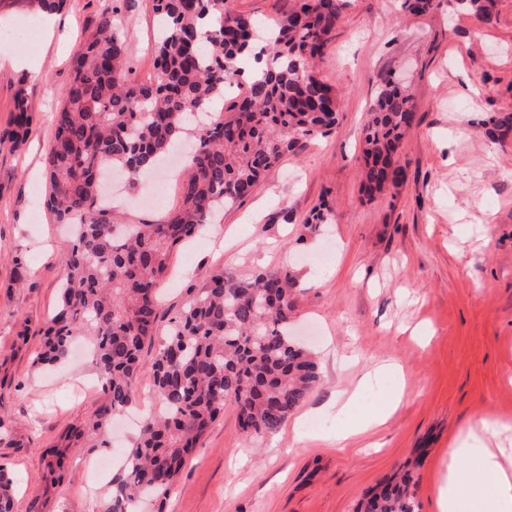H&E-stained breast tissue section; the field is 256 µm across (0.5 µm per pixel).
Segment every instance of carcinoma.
Wrapping results in <instances>:
<instances>
[{
	"mask_svg": "<svg viewBox=\"0 0 512 512\" xmlns=\"http://www.w3.org/2000/svg\"><path fill=\"white\" fill-rule=\"evenodd\" d=\"M480 23L493 24V0H460ZM348 0H295L291 11L265 27L257 47L251 20L224 9V0H152L163 29L154 51L155 78L132 77L130 51L118 8L98 19L55 117L46 167L45 205L60 224L74 228L71 256L57 309L44 329L34 363L50 366L85 336L104 394L89 431L105 437L112 420L138 394L141 352L153 343L158 287L173 249L210 223L214 205L232 209L253 192L263 173L302 140L336 127L339 92L316 72ZM264 62L246 75L243 64ZM238 89L225 111L191 126L201 112ZM15 128L22 142L31 116L19 104ZM414 95L390 80L364 124L362 192L373 199L395 183L402 141L414 123ZM492 130L512 131V112L489 119ZM192 133L189 171L180 205L157 224H124L100 204L105 165L127 173L135 188L174 144ZM334 219L318 206L303 227ZM297 279L284 268L242 280L209 272L171 318L151 364L159 409L142 423L112 478V495L100 512H154L172 489L185 461L211 423L231 404L243 433L260 439L277 432L314 390L319 376L309 350L288 330ZM414 471H400L368 489L356 512H420Z\"/></svg>",
	"mask_w": 512,
	"mask_h": 512,
	"instance_id": "cac0c4a2",
	"label": "carcinoma"
}]
</instances>
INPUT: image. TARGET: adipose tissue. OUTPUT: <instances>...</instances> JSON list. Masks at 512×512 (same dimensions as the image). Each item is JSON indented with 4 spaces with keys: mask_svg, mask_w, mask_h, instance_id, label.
I'll list each match as a JSON object with an SVG mask.
<instances>
[{
    "mask_svg": "<svg viewBox=\"0 0 512 512\" xmlns=\"http://www.w3.org/2000/svg\"><path fill=\"white\" fill-rule=\"evenodd\" d=\"M388 379L389 388L377 390L380 379ZM375 394L373 412L354 420L350 414L364 394ZM404 394L400 369L385 362L368 371L354 388L342 392L328 412L336 420V431L346 439L384 424ZM512 430V425L494 418H483L453 438L448 448V466L438 487L439 512H512V448L493 446V438ZM469 460L478 471V481H470L459 468L460 460Z\"/></svg>",
    "mask_w": 512,
    "mask_h": 512,
    "instance_id": "1",
    "label": "adipose tissue"
}]
</instances>
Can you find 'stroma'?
I'll return each instance as SVG.
<instances>
[{"mask_svg": "<svg viewBox=\"0 0 512 512\" xmlns=\"http://www.w3.org/2000/svg\"><path fill=\"white\" fill-rule=\"evenodd\" d=\"M113 5L125 17L134 78L153 79L152 0H64L48 16L34 0H0V31L13 36L0 49L35 62L0 67V133L18 94L32 114L22 151L0 142V463L14 479L13 512H98L136 433L115 428L106 448L84 436L63 470L49 471L48 453L93 417L102 395L88 355L70 354L52 371L32 364L70 255L68 229L43 205L54 116L74 52ZM494 9L486 26L457 0L421 14L404 0H351L318 64L341 95L336 130L284 155L250 197L174 248L158 336L206 272L247 279L289 268L298 278L294 332L314 350L320 380L258 442L225 406L163 512H353L415 457L420 512H438L449 440L486 416L512 423V132L494 140L481 124L512 112V0ZM393 77L410 87L417 113L397 185L370 200L361 192L362 129ZM154 178L123 190L125 223L161 221L178 204L176 176L161 169ZM321 204L334 221L304 232ZM385 359L404 371L397 410L341 440L324 408Z\"/></svg>", "mask_w": 512, "mask_h": 512, "instance_id": "35a3bbf8", "label": "stroma"}]
</instances>
